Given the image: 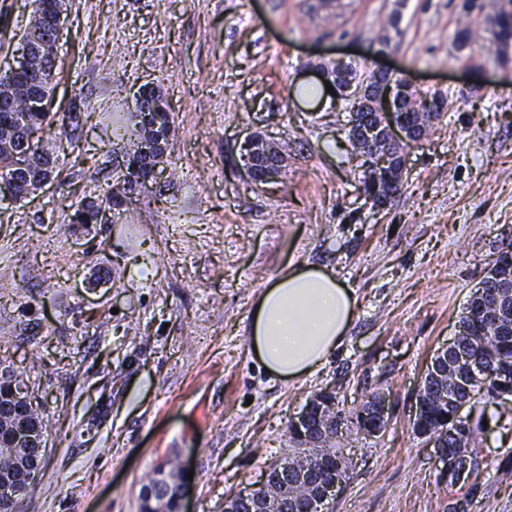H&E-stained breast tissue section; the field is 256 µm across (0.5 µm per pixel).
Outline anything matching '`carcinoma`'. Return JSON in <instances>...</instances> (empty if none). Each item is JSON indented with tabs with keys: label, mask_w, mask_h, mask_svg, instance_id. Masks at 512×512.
Segmentation results:
<instances>
[{
	"label": "carcinoma",
	"mask_w": 512,
	"mask_h": 512,
	"mask_svg": "<svg viewBox=\"0 0 512 512\" xmlns=\"http://www.w3.org/2000/svg\"><path fill=\"white\" fill-rule=\"evenodd\" d=\"M63 8L62 0H35L34 12L42 19L32 17L30 25L21 36L22 51L29 55L26 68L0 74V134L9 136L17 152H26L20 159L11 153L0 152V185L8 186L17 200L41 189V184L55 178L59 157L40 147L45 133L54 127L62 128L76 120L72 113L59 114L49 111L54 92L55 70L45 66L42 45L54 41V26L47 19L54 18L51 10ZM493 34L503 42H512V8L496 4L493 14L487 17ZM357 77L356 68L350 64L337 67L336 90L345 93L348 81ZM162 98L156 87L146 88L142 102L135 105L131 115L130 137L112 131L123 141L125 165L123 183L127 192H134L144 174L140 143L145 131H150L158 143L154 157H163L169 145L171 124L167 110L152 112V101ZM445 97H422L423 113H405L408 128L418 134L417 121H427L438 116V103ZM373 170L362 172L361 186L369 194L393 196L399 186L372 178ZM112 201L108 191L102 199L81 200L65 215L67 224H96L99 206ZM512 284V251L506 250L496 259L482 283L481 295L468 301L460 320V332L443 353L431 363L417 396L416 413L412 429L418 436L435 438L444 448L441 459V477L449 488H473L479 465L476 445L478 436L487 430L484 422L501 427L504 414L488 415L490 404H500L512 396V297L501 295L502 282ZM320 405H312L301 427L289 423L288 433L295 448L291 455L278 464L269 465L268 478L276 475V467H284L298 459L304 462L303 481L288 488V498L278 503L277 512H322V506L336 485L348 479L349 461L343 449L336 447V438L348 425L342 412L327 415L319 412ZM5 424L20 435L15 443L0 446V465L14 469L20 487L0 489V512H15L17 497L28 488L24 476L42 467L36 449L25 441L26 431L42 425L36 411L24 415L17 413ZM173 470L166 465L157 466L148 483L140 492L142 512H153L159 501H164L167 512H179Z\"/></svg>",
	"instance_id": "1"
}]
</instances>
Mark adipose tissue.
Wrapping results in <instances>:
<instances>
[{
    "instance_id": "adipose-tissue-1",
    "label": "adipose tissue",
    "mask_w": 512,
    "mask_h": 512,
    "mask_svg": "<svg viewBox=\"0 0 512 512\" xmlns=\"http://www.w3.org/2000/svg\"><path fill=\"white\" fill-rule=\"evenodd\" d=\"M352 289L315 264L283 270L257 295L250 342L260 366L299 379L322 366L340 346L355 316Z\"/></svg>"
}]
</instances>
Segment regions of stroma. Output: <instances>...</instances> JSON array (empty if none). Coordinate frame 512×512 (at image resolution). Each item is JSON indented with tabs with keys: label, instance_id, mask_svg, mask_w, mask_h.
Masks as SVG:
<instances>
[{
	"label": "stroma",
	"instance_id": "obj_1",
	"mask_svg": "<svg viewBox=\"0 0 512 512\" xmlns=\"http://www.w3.org/2000/svg\"><path fill=\"white\" fill-rule=\"evenodd\" d=\"M45 144L63 172L0 202V373L30 388L42 469L18 512H141L140 489L172 460L193 470L188 512H224L292 444L288 422L333 393L352 411L388 400L379 436L346 442L349 478L329 512H449L435 440L410 425L419 382L512 241V64L484 12L462 0H65ZM33 0H0V66ZM385 56L373 40L391 14ZM473 49L457 53L460 28ZM380 66L447 100L407 147L402 186L375 211L347 140L351 104L308 93L304 61ZM173 119L163 174L107 224L64 223L68 206L118 190L106 128L124 127L143 85ZM256 132L282 143L277 181L238 170ZM352 288L343 345L315 373L270 377L249 338L254 299L289 265ZM469 512H512V429L490 427Z\"/></svg>",
	"mask_w": 512,
	"mask_h": 512
}]
</instances>
